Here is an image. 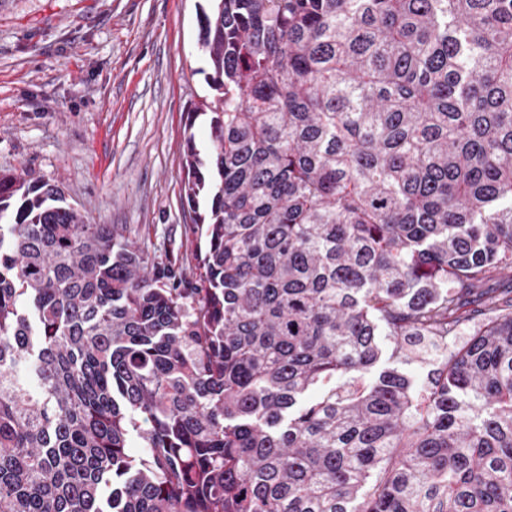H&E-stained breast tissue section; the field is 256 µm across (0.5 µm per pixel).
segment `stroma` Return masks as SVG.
Returning a JSON list of instances; mask_svg holds the SVG:
<instances>
[{
	"label": "stroma",
	"instance_id": "obj_1",
	"mask_svg": "<svg viewBox=\"0 0 512 512\" xmlns=\"http://www.w3.org/2000/svg\"><path fill=\"white\" fill-rule=\"evenodd\" d=\"M208 0H0V174L58 182L92 224L191 280L184 132L211 97L198 14Z\"/></svg>",
	"mask_w": 512,
	"mask_h": 512
}]
</instances>
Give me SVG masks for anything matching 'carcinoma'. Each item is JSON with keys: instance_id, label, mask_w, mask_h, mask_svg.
<instances>
[{"instance_id": "1", "label": "carcinoma", "mask_w": 512, "mask_h": 512, "mask_svg": "<svg viewBox=\"0 0 512 512\" xmlns=\"http://www.w3.org/2000/svg\"><path fill=\"white\" fill-rule=\"evenodd\" d=\"M210 2L195 282L0 176V512H512V0ZM380 343L382 346L383 355L380 362L370 372L366 373L362 381L368 385L371 384L377 378L380 371L386 368H397L403 372H406L409 377L415 382L416 387L420 394L422 388L427 381V372L430 367L424 368L417 363H411L404 359H389L392 349L391 339L388 336H380Z\"/></svg>"}]
</instances>
